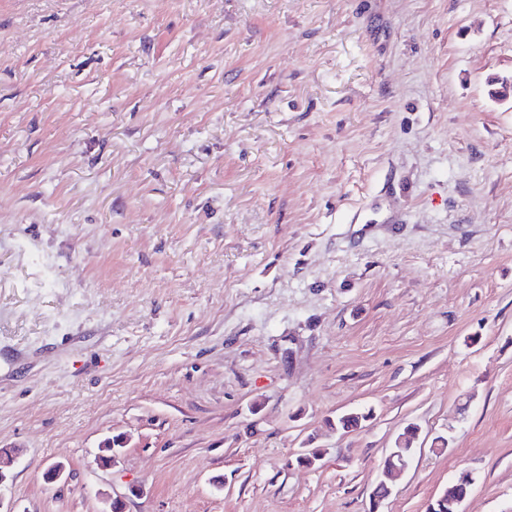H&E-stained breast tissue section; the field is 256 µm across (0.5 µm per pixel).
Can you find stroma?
<instances>
[{
    "instance_id": "1",
    "label": "stroma",
    "mask_w": 512,
    "mask_h": 512,
    "mask_svg": "<svg viewBox=\"0 0 512 512\" xmlns=\"http://www.w3.org/2000/svg\"><path fill=\"white\" fill-rule=\"evenodd\" d=\"M502 79L512 0H0L5 512H368L412 425L378 512H512ZM415 431H416V429L414 426L407 428V430L404 433H402L396 440L395 448L393 449V451H398L403 456H406V457H403V456L398 457L396 460V463H395L393 461L395 456H392L391 464H389V466L384 468L383 473H384V476L387 481H382L378 484V486L376 485L377 491H378V489H382L384 492V496L381 499H385L391 494L393 480L407 469V467L409 465V458H410V455H411V452L413 449L412 445H411L410 437L414 434ZM392 452H390L389 455L386 457L384 463L387 461L388 457L391 455ZM377 491L373 492V497H375L373 502L378 500L377 496H376ZM472 480L469 474H463L448 484V488L433 500L431 512H459V501L467 496Z\"/></svg>"
}]
</instances>
